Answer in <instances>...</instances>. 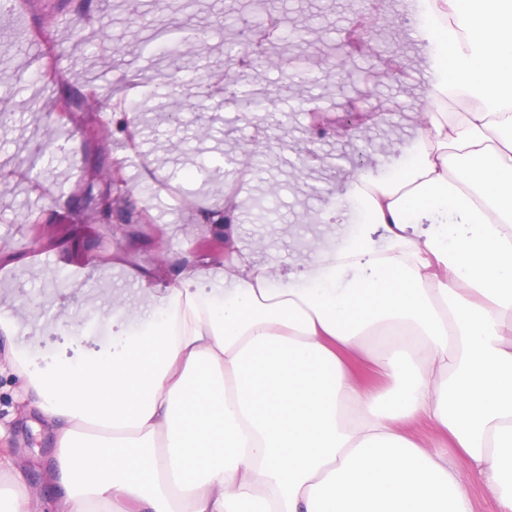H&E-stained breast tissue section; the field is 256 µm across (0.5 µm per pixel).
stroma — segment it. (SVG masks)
<instances>
[{
    "mask_svg": "<svg viewBox=\"0 0 512 512\" xmlns=\"http://www.w3.org/2000/svg\"><path fill=\"white\" fill-rule=\"evenodd\" d=\"M244 7L243 0H138L133 8L127 0H112L106 21L116 44L149 39L152 30L142 24L146 15L173 17L207 31L209 49L203 64L220 75L227 56L215 29L226 10ZM280 9L287 17L298 10L312 13L316 23L325 27L322 41L304 42L307 53L340 55L339 66L308 74L311 93L323 105V113L293 109L287 79L278 71H262L248 88L269 113L261 129L282 140L284 147L261 159L251 179L237 187L238 202L246 208H251L253 198L269 183H278L280 193L271 199L267 211L253 210L251 216L239 217L233 232L235 252L240 257L255 256L274 268L290 269L315 261V253L305 249L307 242L335 247L357 231L362 210L357 200L348 197L347 185L358 158H365L374 177L385 179L418 153L417 112L428 104L434 51L428 40L415 38L412 30H401L391 6L363 12L358 0H283ZM390 27L399 31L395 44L403 52L402 63L384 82H364L363 71L372 60L364 44H345L346 33ZM67 35V30H60L58 39L67 45L75 81L107 85L143 65L142 59L122 56L115 59L110 75H102L95 65V47L69 43ZM357 97L369 112L385 110L396 102L401 110L390 123L363 124L362 138L347 142L328 137L318 142L320 153L334 155L333 166L312 160L305 175L297 176L295 151L307 147L311 125L343 118L349 100ZM29 99V92L23 91L0 105V179L14 188L13 193L0 196V320L10 325L8 332L0 331V350H27L37 367L48 369L58 361L78 362L111 348V337L93 331L99 317L112 314L123 325L147 318L160 300L142 291L138 276L165 285L175 283L182 266L197 256L198 242L209 237L212 229L181 210L169 191L155 193L149 200L152 223L115 227L108 241L100 238L98 225L67 220L70 195L90 175L83 152L93 148L95 132L112 115L81 112L63 117L68 141L56 148L52 164L41 163L32 169L26 159L41 142L47 117ZM279 111L287 112V121H276ZM234 116V108L225 105L217 92L205 98L201 111L181 113L175 123L164 113H147L138 129L143 141L140 154L129 159V187L144 184V171L150 168L167 177L171 188L222 200L225 161L244 143ZM201 123L210 125V139L193 138V129ZM383 135L398 139L397 155L385 156L377 146L363 142L364 137ZM331 197L343 205L344 216L338 224L322 219ZM309 212L317 215V223H304L303 216ZM21 387L19 376L0 361V454L11 456L27 483L40 485L38 512H60L58 497L45 479L53 436L27 411Z\"/></svg>",
    "mask_w": 512,
    "mask_h": 512,
    "instance_id": "1",
    "label": "stroma"
}]
</instances>
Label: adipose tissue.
Listing matches in <instances>:
<instances>
[{
    "mask_svg": "<svg viewBox=\"0 0 512 512\" xmlns=\"http://www.w3.org/2000/svg\"><path fill=\"white\" fill-rule=\"evenodd\" d=\"M431 2L422 147L351 180L346 245L278 276L188 263L76 365L12 352L63 512H473L465 474L512 512V0ZM424 211L447 219L415 233ZM359 356L383 388L351 375ZM415 419L447 445L411 440Z\"/></svg>",
    "mask_w": 512,
    "mask_h": 512,
    "instance_id": "adipose-tissue-1",
    "label": "adipose tissue"
}]
</instances>
